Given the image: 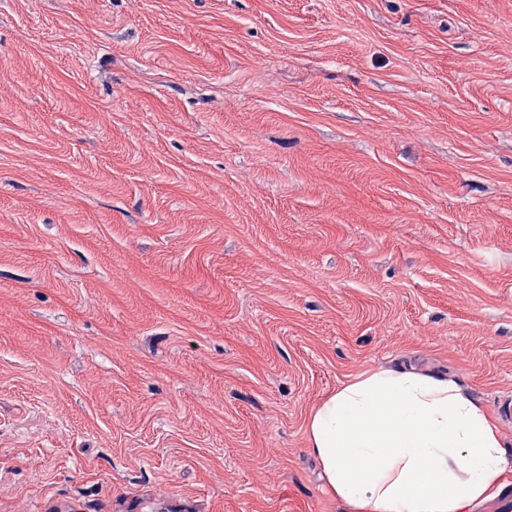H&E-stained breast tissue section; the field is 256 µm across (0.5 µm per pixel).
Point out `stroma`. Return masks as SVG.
<instances>
[{"label":"stroma","mask_w":512,"mask_h":512,"mask_svg":"<svg viewBox=\"0 0 512 512\" xmlns=\"http://www.w3.org/2000/svg\"><path fill=\"white\" fill-rule=\"evenodd\" d=\"M402 366L512 398V0H0V512H350Z\"/></svg>","instance_id":"obj_1"}]
</instances>
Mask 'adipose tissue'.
I'll return each instance as SVG.
<instances>
[{
    "mask_svg": "<svg viewBox=\"0 0 512 512\" xmlns=\"http://www.w3.org/2000/svg\"><path fill=\"white\" fill-rule=\"evenodd\" d=\"M305 432L351 512H471L507 485L494 416L445 378L365 372L323 400Z\"/></svg>",
    "mask_w": 512,
    "mask_h": 512,
    "instance_id": "ef3b65f1",
    "label": "adipose tissue"
}]
</instances>
